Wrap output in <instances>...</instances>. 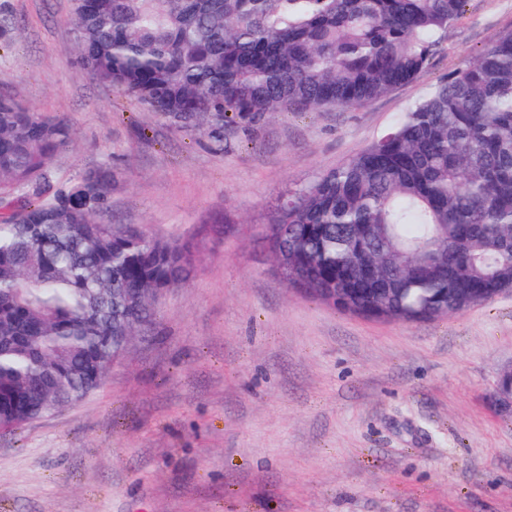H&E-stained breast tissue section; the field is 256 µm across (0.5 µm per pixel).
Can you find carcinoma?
I'll use <instances>...</instances> for the list:
<instances>
[{
    "mask_svg": "<svg viewBox=\"0 0 512 512\" xmlns=\"http://www.w3.org/2000/svg\"><path fill=\"white\" fill-rule=\"evenodd\" d=\"M466 0H75L86 72L224 144L281 112L363 108L426 71ZM72 126L0 98V428L76 405L152 332L187 240L114 224L112 171L55 184ZM288 284L342 311L431 320L512 290V31L271 212ZM327 288L346 289L339 301Z\"/></svg>",
    "mask_w": 512,
    "mask_h": 512,
    "instance_id": "carcinoma-1",
    "label": "carcinoma"
}]
</instances>
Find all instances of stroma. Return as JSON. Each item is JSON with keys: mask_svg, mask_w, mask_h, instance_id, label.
<instances>
[{"mask_svg": "<svg viewBox=\"0 0 512 512\" xmlns=\"http://www.w3.org/2000/svg\"><path fill=\"white\" fill-rule=\"evenodd\" d=\"M74 0H0V96L64 117L53 177L112 169L110 217L193 241L166 296L82 403L0 433V512H512V291L434 320L342 312L280 278L267 217L512 30L468 0L432 65L351 111L286 112L216 147L89 78Z\"/></svg>", "mask_w": 512, "mask_h": 512, "instance_id": "1", "label": "stroma"}]
</instances>
